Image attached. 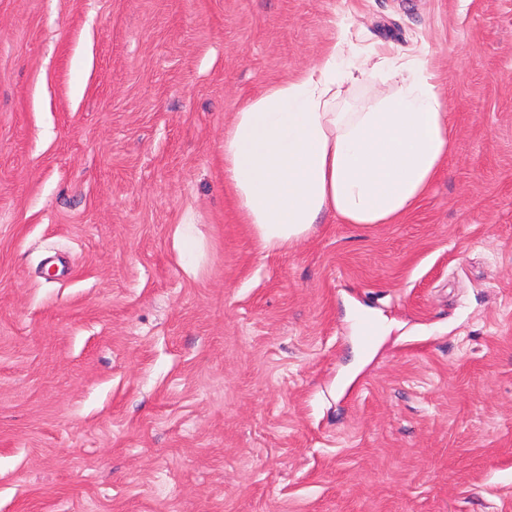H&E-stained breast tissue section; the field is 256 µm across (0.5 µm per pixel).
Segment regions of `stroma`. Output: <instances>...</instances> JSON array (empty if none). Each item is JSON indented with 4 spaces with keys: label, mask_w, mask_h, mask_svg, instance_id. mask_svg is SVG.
Returning a JSON list of instances; mask_svg holds the SVG:
<instances>
[{
    "label": "stroma",
    "mask_w": 512,
    "mask_h": 512,
    "mask_svg": "<svg viewBox=\"0 0 512 512\" xmlns=\"http://www.w3.org/2000/svg\"><path fill=\"white\" fill-rule=\"evenodd\" d=\"M343 21L446 169L263 250L224 129ZM0 512H512V0H0Z\"/></svg>",
    "instance_id": "stroma-1"
}]
</instances>
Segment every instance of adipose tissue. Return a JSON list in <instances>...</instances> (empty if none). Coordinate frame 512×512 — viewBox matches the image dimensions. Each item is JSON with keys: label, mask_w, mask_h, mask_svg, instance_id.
Returning <instances> with one entry per match:
<instances>
[{"label": "adipose tissue", "mask_w": 512, "mask_h": 512, "mask_svg": "<svg viewBox=\"0 0 512 512\" xmlns=\"http://www.w3.org/2000/svg\"><path fill=\"white\" fill-rule=\"evenodd\" d=\"M389 84L340 112L343 86ZM451 146L446 95L421 55L362 54L340 24L320 58L248 100L224 130V186L267 250L329 221L390 224L424 198Z\"/></svg>", "instance_id": "adipose-tissue-1"}]
</instances>
